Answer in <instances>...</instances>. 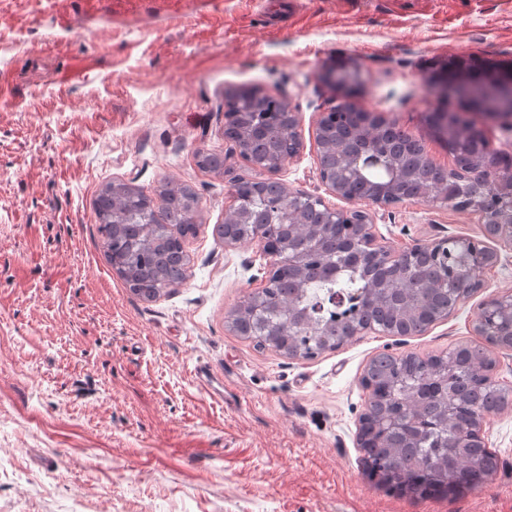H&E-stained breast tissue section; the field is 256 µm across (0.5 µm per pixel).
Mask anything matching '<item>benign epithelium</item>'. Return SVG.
<instances>
[{"mask_svg":"<svg viewBox=\"0 0 512 512\" xmlns=\"http://www.w3.org/2000/svg\"><path fill=\"white\" fill-rule=\"evenodd\" d=\"M322 80L333 92L324 101L327 108L320 112L316 122L315 134H320L328 128H336L347 120L354 121L365 137L371 136L380 128L384 117L377 112L351 113L342 111L343 104L336 103L340 98H347L348 93L358 84L357 70L345 64L329 67L325 70ZM431 80L439 90V95L446 98L453 94L464 99L470 106L483 112L491 120H500L506 125L512 124V74L508 78L497 77L475 78L467 75L452 83L448 82V70L436 69ZM253 95L252 90L246 89L238 95L224 101V125H229L237 116L236 109L242 105L241 97ZM425 123L429 134L443 145H448V134L451 128L460 123L468 125L467 131L457 140L458 151H470L473 145H478L480 152L472 155L473 162L480 165L496 164L508 169L505 176L492 184L491 191L486 193L470 192L462 194L464 202L458 209L468 211L478 216L483 224L484 239L464 237H442L416 243L403 249H394L383 245L373 232L371 214L361 208L351 209L328 208L331 214V226H338L345 234L343 250L336 254V260L330 271H335L348 258L367 259L382 269L396 271V279L384 280L375 284L379 291L386 292L398 285L403 273L411 270L417 260L425 255L429 258L448 252V247L454 246L460 252L451 270L456 287L464 289L468 296H474L486 288L483 278L475 275V270L495 266L501 261L498 249L487 244L494 240L512 251V215L501 212L504 199L512 200V154L501 152L492 147L482 127L472 122L469 112H450L446 107H438L436 111L425 115ZM289 140L294 146V152L288 160L296 158L303 149L299 133V107L292 106L289 121ZM319 179L326 190L337 197L355 203L359 198L347 193L346 178L336 175L335 170H319ZM303 230L300 224H290L286 227L278 224L260 226L257 241L262 245L265 255L271 257L263 280L262 290L269 291L276 287L277 274L283 264L299 268L310 257H319L325 253V235L321 231L306 237L305 248L296 251L293 248V238ZM500 321L512 322V294L496 295L479 304L478 314L472 322V335L479 336L488 342L480 371L489 380H496L500 366L499 355L512 352V342L501 343L492 339L496 335V325Z\"/></svg>","mask_w":512,"mask_h":512,"instance_id":"7a95c632","label":"benign epithelium"}]
</instances>
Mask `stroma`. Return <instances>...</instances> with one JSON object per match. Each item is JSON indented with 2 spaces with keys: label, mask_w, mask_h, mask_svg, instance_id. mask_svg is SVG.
I'll return each mask as SVG.
<instances>
[{
  "label": "stroma",
  "mask_w": 512,
  "mask_h": 512,
  "mask_svg": "<svg viewBox=\"0 0 512 512\" xmlns=\"http://www.w3.org/2000/svg\"><path fill=\"white\" fill-rule=\"evenodd\" d=\"M444 62L506 70L512 0H0V512H512V405L484 425L500 460L484 487L398 495L356 446L360 380L392 337L300 361L229 330L269 259L216 232L248 166L194 158L227 148L225 92L256 86L302 106L303 149L273 180L344 207L314 141L321 75L344 63L363 108L450 167L423 122L458 105L426 82ZM166 178L197 193L199 228L183 284L145 301L108 263L95 202L107 183ZM372 215L396 248L482 235L440 203ZM484 280L399 352L480 344L471 323L483 296L512 291L511 251Z\"/></svg>",
  "instance_id": "1"
}]
</instances>
